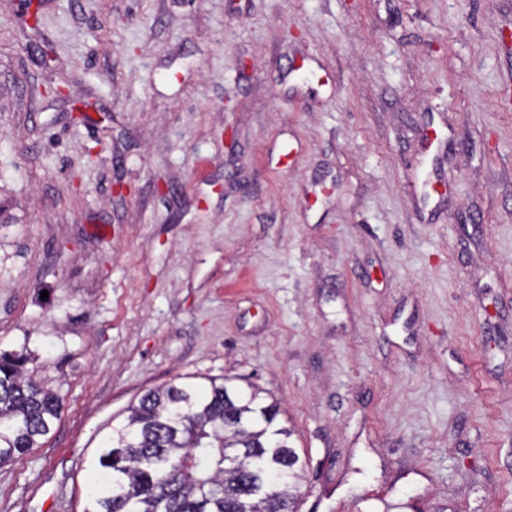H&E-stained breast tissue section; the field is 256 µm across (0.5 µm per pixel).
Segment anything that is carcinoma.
<instances>
[{
  "label": "carcinoma",
  "instance_id": "obj_1",
  "mask_svg": "<svg viewBox=\"0 0 512 512\" xmlns=\"http://www.w3.org/2000/svg\"><path fill=\"white\" fill-rule=\"evenodd\" d=\"M28 362L23 351L0 353V467L39 447L63 408ZM292 436L256 390H150L109 425L83 512H297L303 469Z\"/></svg>",
  "mask_w": 512,
  "mask_h": 512
}]
</instances>
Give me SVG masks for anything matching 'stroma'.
Segmentation results:
<instances>
[{"mask_svg":"<svg viewBox=\"0 0 512 512\" xmlns=\"http://www.w3.org/2000/svg\"><path fill=\"white\" fill-rule=\"evenodd\" d=\"M0 205V353L63 398L0 512H82L107 423L225 376L298 512H512V0H6Z\"/></svg>","mask_w":512,"mask_h":512,"instance_id":"35a3bbf8","label":"stroma"}]
</instances>
